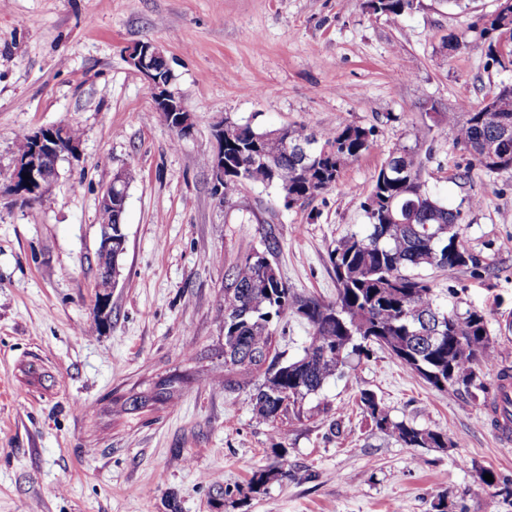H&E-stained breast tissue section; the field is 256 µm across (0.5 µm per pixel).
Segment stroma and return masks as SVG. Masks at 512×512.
Returning <instances> with one entry per match:
<instances>
[{
	"label": "stroma",
	"mask_w": 512,
	"mask_h": 512,
	"mask_svg": "<svg viewBox=\"0 0 512 512\" xmlns=\"http://www.w3.org/2000/svg\"><path fill=\"white\" fill-rule=\"evenodd\" d=\"M497 5L419 0L395 20L367 0H0V512H512V446L488 412L512 367V172L474 165L449 133L427 144L425 178L461 207L478 266L422 274L444 309L484 314L495 358L482 388L436 389L376 346L278 428L252 406L256 378L225 371L217 312L234 266L269 237L296 292L335 299L329 254L364 230L388 153L414 145L428 114L512 82L482 44L445 46ZM146 41L192 114L188 137L129 62ZM224 121L374 136L310 200L287 208L244 183L221 203L199 160ZM63 123L82 132L78 157L59 161L46 197L16 202V133ZM119 173L126 243L103 318L99 196ZM169 375L182 379L173 401L122 412ZM364 390L444 447L377 429ZM278 448L284 475L253 489Z\"/></svg>",
	"instance_id": "stroma-1"
}]
</instances>
